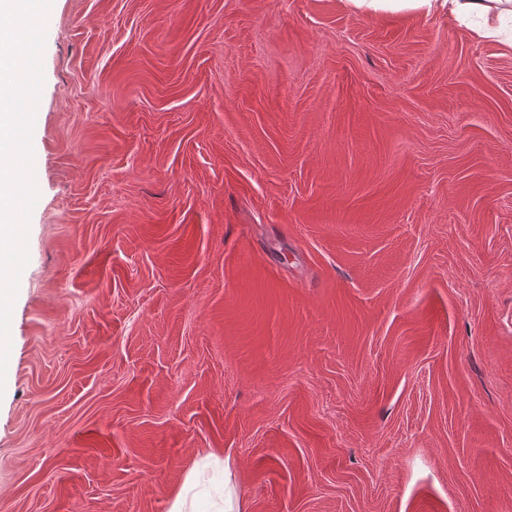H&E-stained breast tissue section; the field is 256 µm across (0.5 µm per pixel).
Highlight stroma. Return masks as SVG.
<instances>
[{
    "label": "stroma",
    "mask_w": 512,
    "mask_h": 512,
    "mask_svg": "<svg viewBox=\"0 0 512 512\" xmlns=\"http://www.w3.org/2000/svg\"><path fill=\"white\" fill-rule=\"evenodd\" d=\"M0 512H512V47L352 0H53ZM230 468L231 459H225L224 461V498L223 493L221 495V504H215L209 512H241L242 505L238 502V499L234 496L232 489L229 487L230 480ZM197 484V471L192 470L188 474L181 489L171 498V504L168 512H196L194 507V496H192L190 505L188 504V498L190 492L195 488Z\"/></svg>",
    "instance_id": "stroma-1"
}]
</instances>
